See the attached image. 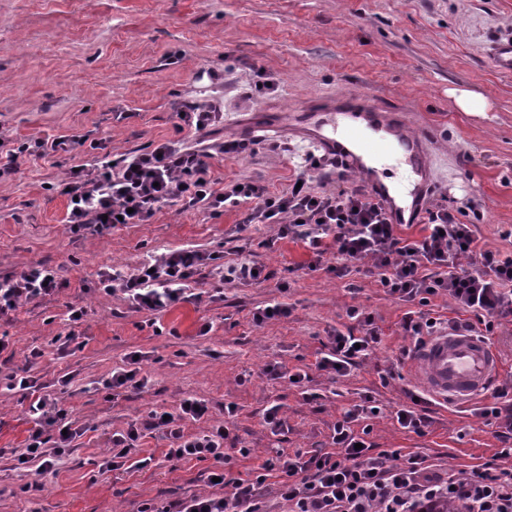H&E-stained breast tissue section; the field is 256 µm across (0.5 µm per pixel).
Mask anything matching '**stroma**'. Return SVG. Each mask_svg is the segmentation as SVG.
<instances>
[{
    "label": "stroma",
    "instance_id": "1",
    "mask_svg": "<svg viewBox=\"0 0 512 512\" xmlns=\"http://www.w3.org/2000/svg\"><path fill=\"white\" fill-rule=\"evenodd\" d=\"M512 32V0H0V131L21 139L82 135L78 156L24 157L0 178V277L43 262L67 285L37 304L0 320L10 345L0 352V448L23 447L32 422L7 387L28 372L58 397L86 431L73 442L57 474L40 476L0 458V512H140L144 504L207 496L210 461L170 462L168 442L153 432L139 457L141 470L101 471L113 432L135 418L174 408L182 398L205 399L213 415L237 406L234 440L225 441V474L243 478L272 449L315 451L328 446L341 409L372 395L381 414L370 442L381 449L426 456L433 471H468L498 451L493 426L471 404L432 406L424 436L401 429L392 414L408 404L416 383L403 353L414 342L401 328L404 305L373 281L356 292L344 280L309 270L302 243L284 239L263 247L272 227L233 226L236 210L213 215L166 206L153 223L124 224L104 236L70 233L62 192L74 164L105 153L150 150L179 140L174 108L213 102L223 126L216 142L237 139L239 119H277L279 133L260 139L253 153L209 157L216 182L258 181L288 189L324 153L298 131L296 117L339 95H366L385 110H401L432 154L429 207L473 200L465 218L479 245L507 250L501 231L512 228V75L499 73L490 43ZM484 109L467 112L461 94ZM189 247L230 262L247 257L267 278L228 284L212 299L209 271L190 283L191 299L149 324L121 296L101 294L99 269H134L171 249ZM289 305L288 318L256 325V308ZM372 312L381 344L347 378L312 372L306 389L269 379L266 364L311 363L346 309ZM85 315L69 324V307ZM209 325L200 335L201 325ZM74 332L80 349L61 354L58 334ZM43 355L30 360L31 349ZM139 353L146 387L112 390L104 381ZM282 406L285 426L271 434L262 420L270 403ZM248 448L240 455L234 442Z\"/></svg>",
    "mask_w": 512,
    "mask_h": 512
}]
</instances>
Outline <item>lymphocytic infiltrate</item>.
Segmentation results:
<instances>
[{
    "label": "lymphocytic infiltrate",
    "instance_id": "1",
    "mask_svg": "<svg viewBox=\"0 0 512 512\" xmlns=\"http://www.w3.org/2000/svg\"><path fill=\"white\" fill-rule=\"evenodd\" d=\"M83 143L80 135L49 141L0 136V177L14 173L19 158L49 151L70 153ZM209 155L206 147L167 141L150 151L108 153L92 165L77 166L65 217L70 232L94 235L121 222L148 224L165 206L214 214L242 206L244 223L274 224L278 239L302 242L313 256L311 270L323 269L339 279L374 278L387 295L406 304L401 327L415 342H424L440 328L441 318L433 317L429 308L438 295L448 296L466 314L465 319L452 321V328L478 336L512 316V250L480 247L472 225L460 222L459 210H428L421 237L410 238L404 236L402 225L387 221L362 188L328 193L305 183L273 193L265 185L235 180L219 188L209 174ZM466 258L471 268H464ZM206 266L213 267L222 284L258 280L256 263L221 264L214 253L182 248L146 259L131 270H99L98 284L106 295L123 294L136 311L155 316L184 300L188 280ZM62 286L55 270L42 263L1 277L0 318ZM347 317L349 326L330 334L312 365L290 372L298 382L310 381L314 370L348 376L381 343L382 333L371 313L353 305ZM9 387L23 391L34 423L16 462L35 465L42 476L54 473L57 460L80 436V429L74 428L58 399L42 393L31 377L11 375ZM374 409L375 400L368 395L343 410L332 429L331 450L290 455L276 449L249 477L231 479L230 491L174 500L160 512H263L259 489L272 476L278 477L280 495L292 504L293 512H425L428 505L444 499L458 512H512V466L505 464L512 459V380L495 386L476 407L487 424L497 427L501 448L494 459L445 477L428 473L424 456L375 450L365 439ZM236 412L235 404H227L224 419L216 421L205 400L184 398L169 414H149L113 433L102 467H147L149 458L138 460L134 454L145 433L159 429L169 442L167 459L208 460L213 476L223 477L224 442L229 437L225 420ZM200 420L208 421V428L188 433L187 424ZM50 427L55 437H47Z\"/></svg>",
    "mask_w": 512,
    "mask_h": 512
}]
</instances>
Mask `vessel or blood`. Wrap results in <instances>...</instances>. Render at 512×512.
<instances>
[{
  "label": "vessel or blood",
  "mask_w": 512,
  "mask_h": 512,
  "mask_svg": "<svg viewBox=\"0 0 512 512\" xmlns=\"http://www.w3.org/2000/svg\"><path fill=\"white\" fill-rule=\"evenodd\" d=\"M492 62L500 73L512 74L511 35L494 43ZM308 121L310 141L361 180L389 223H419L433 187L431 159L425 140L409 131L404 114L343 95L309 113ZM393 164L403 176L390 182L386 176ZM413 361L419 386L444 402L471 400L488 389L498 369L496 352L486 340L452 330L416 346Z\"/></svg>",
  "instance_id": "b4317fda"
}]
</instances>
